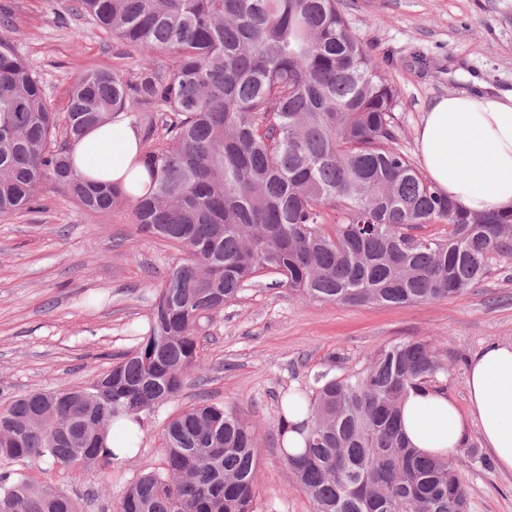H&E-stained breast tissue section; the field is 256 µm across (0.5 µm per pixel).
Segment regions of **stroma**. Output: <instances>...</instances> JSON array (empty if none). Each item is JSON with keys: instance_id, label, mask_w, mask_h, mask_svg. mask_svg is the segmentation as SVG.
<instances>
[{"instance_id": "1", "label": "stroma", "mask_w": 512, "mask_h": 512, "mask_svg": "<svg viewBox=\"0 0 512 512\" xmlns=\"http://www.w3.org/2000/svg\"><path fill=\"white\" fill-rule=\"evenodd\" d=\"M351 30L392 65L398 92L394 145L418 162L416 130L429 104L470 92L475 81L512 90V0H339ZM0 28L29 65L52 107L65 111L82 73H136L141 56L57 0H0ZM183 252L138 233L133 209H83L68 192L45 189L35 212L0 215V390L21 394L81 386L133 349L168 270ZM262 273L217 311L199 339L204 369L181 396L144 425L136 452L107 469L73 472L42 461L35 482L64 491L81 512H118L127 482L159 466L160 432L196 399L234 405L257 427L259 512H313L294 486L277 440L286 393L327 372L360 369L377 348L425 340L447 355L442 387L467 405L471 355L491 341L512 342V258L462 295L430 303L351 306L309 302ZM477 428L453 457L468 512H512V474L473 465Z\"/></svg>"}]
</instances>
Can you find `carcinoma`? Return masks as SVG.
<instances>
[{"instance_id":"1","label":"carcinoma","mask_w":512,"mask_h":512,"mask_svg":"<svg viewBox=\"0 0 512 512\" xmlns=\"http://www.w3.org/2000/svg\"><path fill=\"white\" fill-rule=\"evenodd\" d=\"M138 53L131 78L93 70L50 107L26 63L0 38V214L37 209L48 187L91 211L130 201L81 179L72 143L112 116H135L151 140L141 158L152 193L133 201L140 232L186 253L149 315V331L84 386L0 403V512H79L25 465L112 466L113 422L137 423L203 368L210 314L257 274L300 299L348 305L424 303L461 295L512 256V210L469 213L394 146L399 101L387 63L350 33L338 0H76ZM338 224L322 228L325 210ZM436 221L448 235L417 233ZM448 375L429 342L377 348L360 372L318 373L288 393L278 435L314 512H467L448 458L424 457L400 429L409 392ZM303 416L288 422V410ZM255 427L235 406L190 405L162 431V465L135 475L119 512H257Z\"/></svg>"}]
</instances>
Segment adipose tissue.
I'll use <instances>...</instances> for the list:
<instances>
[{"label":"adipose tissue","mask_w":512,"mask_h":512,"mask_svg":"<svg viewBox=\"0 0 512 512\" xmlns=\"http://www.w3.org/2000/svg\"><path fill=\"white\" fill-rule=\"evenodd\" d=\"M141 141L139 129L117 116L74 143L75 169L85 181L146 195L153 181L141 161ZM416 141L430 180L462 209H512V91L435 100ZM466 383L464 409L443 392L410 394L401 410L405 436L421 453L445 456L477 427L499 470L512 473V343L491 342L470 357Z\"/></svg>","instance_id":"adipose-tissue-1"}]
</instances>
